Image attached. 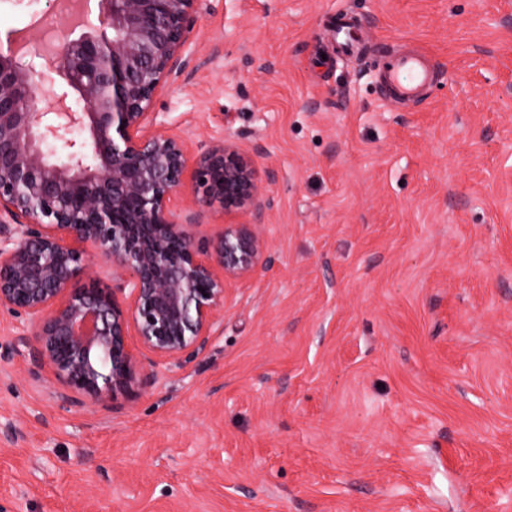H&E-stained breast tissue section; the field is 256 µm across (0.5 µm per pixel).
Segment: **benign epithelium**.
Segmentation results:
<instances>
[{"label":"benign epithelium","instance_id":"1","mask_svg":"<svg viewBox=\"0 0 512 512\" xmlns=\"http://www.w3.org/2000/svg\"><path fill=\"white\" fill-rule=\"evenodd\" d=\"M99 4L98 22L84 17L78 34L42 35L24 54L0 48V309L23 318L11 355L48 368L64 404L102 405L205 353L227 285L268 252L247 223L198 246L170 207L187 149L150 109L186 68L206 0ZM47 57L65 85L36 68ZM192 192L259 210L264 189L225 139L201 152ZM96 259L112 287L78 285Z\"/></svg>","mask_w":512,"mask_h":512}]
</instances>
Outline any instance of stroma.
Here are the masks:
<instances>
[{
	"label": "stroma",
	"mask_w": 512,
	"mask_h": 512,
	"mask_svg": "<svg viewBox=\"0 0 512 512\" xmlns=\"http://www.w3.org/2000/svg\"><path fill=\"white\" fill-rule=\"evenodd\" d=\"M49 14L0 0V42ZM185 49L158 121L193 159L235 140L266 205L173 208L269 260L204 355L99 407L3 358L0 310V512H512V0H208ZM393 50L438 72L418 103Z\"/></svg>",
	"instance_id": "obj_1"
}]
</instances>
